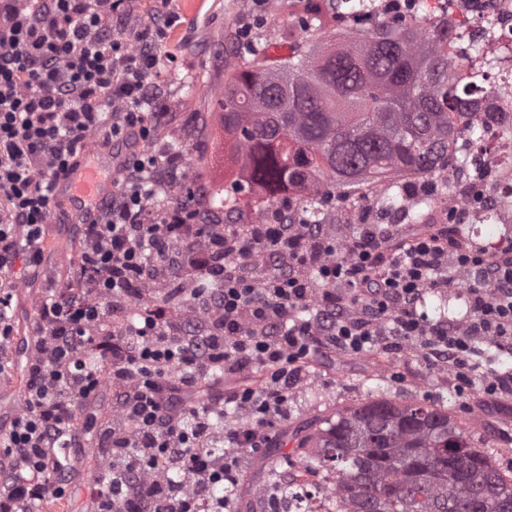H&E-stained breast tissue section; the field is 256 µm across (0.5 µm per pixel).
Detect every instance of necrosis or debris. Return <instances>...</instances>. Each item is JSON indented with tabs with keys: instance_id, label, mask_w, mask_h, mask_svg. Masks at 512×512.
<instances>
[{
	"instance_id": "obj_1",
	"label": "necrosis or debris",
	"mask_w": 512,
	"mask_h": 512,
	"mask_svg": "<svg viewBox=\"0 0 512 512\" xmlns=\"http://www.w3.org/2000/svg\"><path fill=\"white\" fill-rule=\"evenodd\" d=\"M406 14L424 25L434 16L447 18L449 51L462 59L465 72L480 75L471 107L480 135L465 146H450L439 174L446 191L437 200L426 203L416 196L425 176L409 171L379 187L376 195L356 199L353 207L365 220L422 224L431 218L455 224L466 242L501 251L512 245V0H409ZM473 277L472 271L458 270L449 288L435 290L429 318L468 327L471 298L465 289ZM251 498L257 512L336 509V493L324 483L299 502L264 483Z\"/></svg>"
}]
</instances>
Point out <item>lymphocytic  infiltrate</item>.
I'll use <instances>...</instances> for the list:
<instances>
[{"label": "lymphocytic infiltrate", "instance_id": "f902f5d3", "mask_svg": "<svg viewBox=\"0 0 512 512\" xmlns=\"http://www.w3.org/2000/svg\"><path fill=\"white\" fill-rule=\"evenodd\" d=\"M125 0H0V266L39 265L53 186L71 175L87 136L142 150L118 154V191L83 216L76 284L49 289L38 308L42 337L26 359L25 404L0 455L21 459L0 482V512L45 494L63 496L72 456L83 447L74 410L95 397L99 377L89 349L112 364L113 412L102 442L124 465L97 483L96 512H148L165 495L190 512L207 486L236 484L228 466L197 441L208 433L210 406L194 394L201 381L267 371L261 387L242 385L228 403L251 408L248 426L225 432L233 448H263L270 415L286 416L289 388L321 346L351 355L395 353L411 336L444 342L471 382L470 358L482 337L512 356V256L495 257L458 242L444 224L396 238L390 224L355 225L348 258L324 224H193L189 210H156L148 177L173 172L176 158L150 150L158 69L155 46L178 18L158 15L152 34L130 21ZM474 270V320L465 330L434 325L415 303L423 290L448 287L451 267ZM176 275L181 310L144 302L151 282ZM139 299L121 326L108 327L104 299ZM179 373H172L173 365ZM188 465L207 485L193 489L147 482L157 459ZM54 482H46L47 470Z\"/></svg>", "mask_w": 512, "mask_h": 512}]
</instances>
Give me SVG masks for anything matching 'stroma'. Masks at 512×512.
I'll list each match as a JSON object with an SVG mask.
<instances>
[{
  "label": "stroma",
  "instance_id": "obj_1",
  "mask_svg": "<svg viewBox=\"0 0 512 512\" xmlns=\"http://www.w3.org/2000/svg\"><path fill=\"white\" fill-rule=\"evenodd\" d=\"M304 3L265 0L258 9L252 0H200L192 9L185 0H134L133 23L139 29H152L162 12L180 17L179 25L157 46L159 97L148 105L149 111L158 115L151 147L194 152V165L184 187L163 200H152V209L183 204L187 191L200 190L204 193L201 207L210 210V195L237 178L238 168L224 145V84L234 69L252 59L254 50L272 46L287 51L282 36L295 31ZM44 233L54 245L43 250L39 268L21 261L0 268V281L14 285V335L6 357H0V366L10 375L8 383H0V432L8 430L28 389L26 352L33 349L40 334L37 310L41 298L46 289L71 281L83 226L66 202L59 201ZM308 366L316 386L305 391L301 408L276 424L271 447L280 446L295 430L316 429L336 411L374 396L400 403L442 405L475 446L487 449L503 471L512 470V394L490 401L480 384L460 389L454 376L433 373L404 354L377 349L362 355L322 350ZM111 418L112 388L105 385L95 404L80 412L87 447L74 461L72 493L66 498L69 512H92L94 508V479L101 470L98 433Z\"/></svg>",
  "mask_w": 512,
  "mask_h": 512
}]
</instances>
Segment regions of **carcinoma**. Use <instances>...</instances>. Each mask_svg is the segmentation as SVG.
<instances>
[{
  "instance_id": "1",
  "label": "carcinoma",
  "mask_w": 512,
  "mask_h": 512,
  "mask_svg": "<svg viewBox=\"0 0 512 512\" xmlns=\"http://www.w3.org/2000/svg\"><path fill=\"white\" fill-rule=\"evenodd\" d=\"M338 0H306L303 36L290 54L254 56L224 88V138L245 180L225 187L224 205L249 193L259 204L299 208L304 224H327L346 191L410 170L429 177L450 144L469 138V94L454 72L435 19L400 14L353 30ZM325 25L334 31L309 39ZM321 448L309 474L336 486V512H512V473L475 447L447 413L372 399L324 421L296 449ZM264 478L290 498L308 484L282 475L283 454Z\"/></svg>"
}]
</instances>
